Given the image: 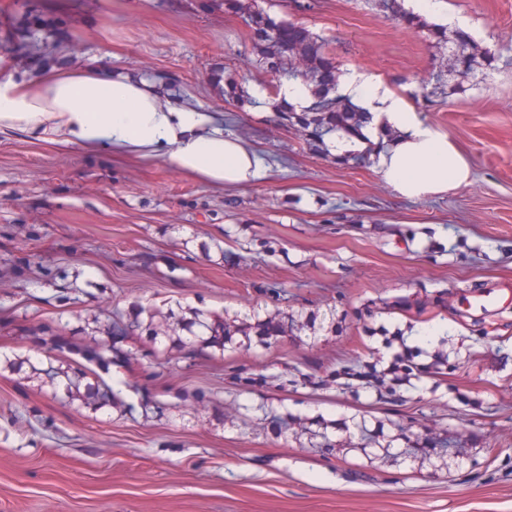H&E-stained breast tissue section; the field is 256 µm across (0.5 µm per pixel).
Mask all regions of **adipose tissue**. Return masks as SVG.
<instances>
[{"label":"adipose tissue","instance_id":"ef3b65f1","mask_svg":"<svg viewBox=\"0 0 512 512\" xmlns=\"http://www.w3.org/2000/svg\"><path fill=\"white\" fill-rule=\"evenodd\" d=\"M342 94L366 112L361 139L332 137V153L363 150L393 138L378 155L381 178L409 199L437 196L468 184L471 164L447 134L421 120L409 100L375 76L353 71ZM23 131L62 146L108 148L122 157H161L216 187H246L262 175L261 160L225 134L214 113L164 100L129 71H53L34 84L0 80V134Z\"/></svg>","mask_w":512,"mask_h":512}]
</instances>
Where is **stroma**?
Returning a JSON list of instances; mask_svg holds the SVG:
<instances>
[{
  "label": "stroma",
  "instance_id": "1",
  "mask_svg": "<svg viewBox=\"0 0 512 512\" xmlns=\"http://www.w3.org/2000/svg\"><path fill=\"white\" fill-rule=\"evenodd\" d=\"M445 3L448 29L495 55L480 76L367 0L263 4L328 38L343 72L403 95L447 83L416 110L471 182L407 200L376 165L337 164L300 125L225 102L214 71L249 92L270 78L224 0H0L1 80L132 70L217 113L267 168L219 188L161 158L0 135V512H512V305L464 312L467 293L512 285V0ZM177 305L291 324L222 352L133 325ZM384 329L414 371L378 390L352 374L390 358ZM47 336L120 352L112 404L47 383L74 360Z\"/></svg>",
  "mask_w": 512,
  "mask_h": 512
}]
</instances>
